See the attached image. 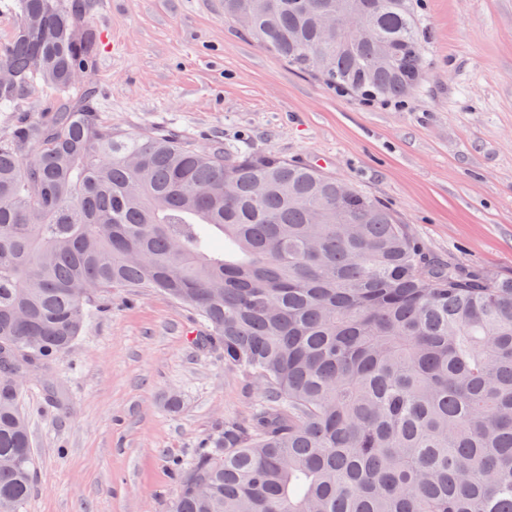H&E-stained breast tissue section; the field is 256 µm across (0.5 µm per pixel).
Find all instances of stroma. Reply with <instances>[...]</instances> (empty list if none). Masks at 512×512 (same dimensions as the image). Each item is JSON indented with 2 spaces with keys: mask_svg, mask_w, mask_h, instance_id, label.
<instances>
[{
  "mask_svg": "<svg viewBox=\"0 0 512 512\" xmlns=\"http://www.w3.org/2000/svg\"><path fill=\"white\" fill-rule=\"evenodd\" d=\"M425 67L411 93L367 105L260 48L216 0H96L99 120L135 135L310 163L395 211L429 252L512 278V0H423ZM35 88L0 109V137L52 111ZM162 293L102 303L23 389L35 479L26 512H171V460L194 457L257 397L197 343Z\"/></svg>",
  "mask_w": 512,
  "mask_h": 512,
  "instance_id": "stroma-1",
  "label": "stroma"
}]
</instances>
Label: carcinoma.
Wrapping results in <instances>:
<instances>
[{"instance_id":"carcinoma-1","label":"carcinoma","mask_w":512,"mask_h":512,"mask_svg":"<svg viewBox=\"0 0 512 512\" xmlns=\"http://www.w3.org/2000/svg\"><path fill=\"white\" fill-rule=\"evenodd\" d=\"M224 0V17L330 88L408 95L417 0ZM0 108L56 107L0 138V512L35 461L13 376L47 370L92 307L160 291L259 396L188 461L172 512H512V279L442 262L388 207L321 169L90 105L92 0H11ZM366 11L379 40L324 31ZM53 107V97L41 87L24 92L12 108L0 109V137L7 136L18 120H32L37 113L51 112Z\"/></svg>"}]
</instances>
